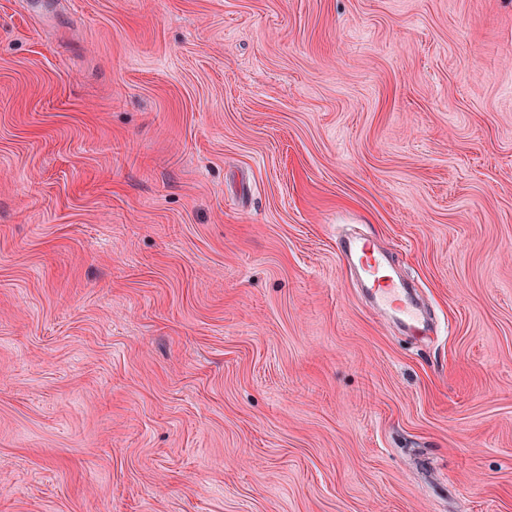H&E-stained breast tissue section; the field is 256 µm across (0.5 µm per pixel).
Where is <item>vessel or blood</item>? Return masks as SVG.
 <instances>
[{"mask_svg":"<svg viewBox=\"0 0 512 512\" xmlns=\"http://www.w3.org/2000/svg\"><path fill=\"white\" fill-rule=\"evenodd\" d=\"M343 260L355 268L372 307L413 333L426 330L425 309L406 283L395 275L389 259L366 238L347 239L339 244Z\"/></svg>","mask_w":512,"mask_h":512,"instance_id":"obj_1","label":"vessel or blood"}]
</instances>
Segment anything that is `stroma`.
<instances>
[{
  "label": "stroma",
  "mask_w": 512,
  "mask_h": 512,
  "mask_svg": "<svg viewBox=\"0 0 512 512\" xmlns=\"http://www.w3.org/2000/svg\"><path fill=\"white\" fill-rule=\"evenodd\" d=\"M0 512H512V0H0ZM339 251L343 260L357 270L376 311L389 316L410 332L426 330V310L406 283L397 278L389 259L369 239L344 240L339 243Z\"/></svg>",
  "instance_id": "stroma-1"
}]
</instances>
